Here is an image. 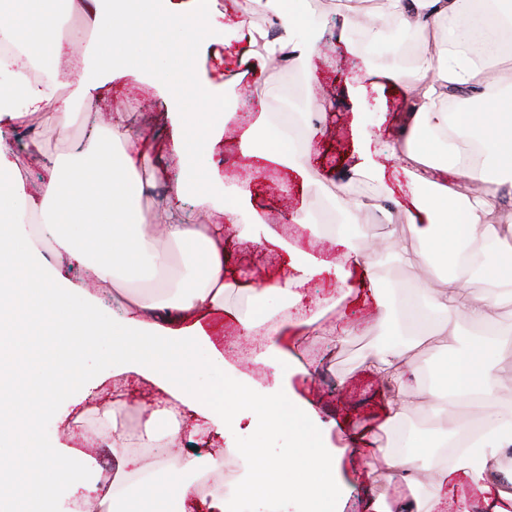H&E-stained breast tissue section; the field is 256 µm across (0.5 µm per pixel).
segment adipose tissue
I'll use <instances>...</instances> for the list:
<instances>
[{
    "instance_id": "obj_1",
    "label": "adipose tissue",
    "mask_w": 512,
    "mask_h": 512,
    "mask_svg": "<svg viewBox=\"0 0 512 512\" xmlns=\"http://www.w3.org/2000/svg\"><path fill=\"white\" fill-rule=\"evenodd\" d=\"M272 11L278 36L244 15L235 25L255 46L257 66L285 51L305 62L320 38L318 24L308 18V0H253ZM88 22L95 34L83 48V65L69 96L56 88L30 82L11 63L0 61V512H44L48 493L93 490L91 469L82 453L70 446L41 440L40 426L56 410L54 395L82 389L91 359L105 350L113 364L132 367L154 381L192 417L216 432L235 425L228 395L250 399L247 390L218 383L197 391L194 379L209 365H223L224 356L193 315L200 309L220 311L239 281L225 268V224H239L250 214L243 207L251 192L247 183L229 185L219 162L202 163L212 155L227 128L236 126V110L226 108L219 86L196 71L201 46L224 37L213 23L205 0H93ZM401 23L424 31L441 27L447 45L421 50L400 79L412 92L410 127L404 154L414 163L404 169L411 199L397 210L412 224L423 243V262L465 274L469 258L481 257L493 287L512 284V261L498 258L502 233L512 234V221L496 214L490 193L453 190L436 180L443 166L439 154L456 151V139L478 138L495 148L497 166L512 177V77H488L489 61L500 58L501 40L512 23V0H387ZM0 35L20 47L28 62L53 70L66 48L55 0H10L0 12ZM480 37L484 56L471 57L464 41ZM134 73L155 84L171 107L173 149L181 168L171 181L166 202L169 224L163 231L179 252L182 264L158 251L150 225L135 203L149 168L147 137L131 131L127 116L117 113L106 143L94 144L58 162L45 177L40 195L29 194L10 159L12 137L21 119L47 115L59 135H66L72 114L90 106L115 77ZM446 87L480 92L479 112H451L441 103ZM296 112L280 113L274 121L249 126L241 138L254 153L275 164L297 163L308 156L315 128L301 126ZM211 204L225 224H197L184 209L187 197ZM51 240L56 257L84 268L95 282L123 289L151 282L150 298L126 296L119 313L106 315L100 301L83 297L81 283L50 270L37 238ZM323 265L300 262L274 291L281 309L244 320L246 329L264 338L260 362L275 377L292 373L283 346L290 308L299 290ZM488 299L463 293L416 289L405 314L417 339L455 335L459 316L483 322ZM409 343L381 344L368 365L384 380L387 408L394 417L418 407L407 384ZM436 403L453 404L494 397L502 388L489 365L483 344L469 347L465 357H451L435 377ZM266 425L287 432L289 446L273 461H251L249 493L278 489L285 498L306 500L310 512H335L339 454L329 429L315 411L289 389L266 398ZM475 443L456 435L452 444H422L414 452L392 448L381 454L391 477L402 476L422 462L433 477L426 503L433 512L448 502L450 475L466 471L493 501L494 512H512V492L485 481L488 468L499 466L504 449L512 447V422L498 416L470 426ZM224 463L217 456L200 462L174 458L161 477L143 483L121 500L113 512H141L142 499H153L156 512H183L184 504L205 496L209 512H225L220 490L200 493L205 472Z\"/></svg>"
}]
</instances>
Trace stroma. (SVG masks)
I'll return each instance as SVG.
<instances>
[{
  "label": "stroma",
  "instance_id": "obj_1",
  "mask_svg": "<svg viewBox=\"0 0 512 512\" xmlns=\"http://www.w3.org/2000/svg\"><path fill=\"white\" fill-rule=\"evenodd\" d=\"M312 13L323 31L317 52L310 64L288 59L266 68L252 62L231 66L219 64L220 45L208 46L201 54V71L224 85L225 102L242 95L263 99L269 115L292 110L308 111L321 134L313 142L305 161V172L292 168H270L259 157L242 153L236 134L225 133L214 157L221 160L227 180L252 182L251 206L262 216L259 224H228L224 227L227 265L236 275L263 276L274 284L290 274V259L277 244L286 238L298 248L325 261H340L343 249L331 240L321 239L317 220L322 212H332L337 221L367 242H382V253L371 256L369 267H351L346 283L334 276H315L306 286L302 301L304 326L289 325L284 343L289 354L302 366V373L290 379L297 395L309 403L322 420L330 422V439L342 450L341 470L336 477V512H372L374 502L387 503L392 512L399 507H424L421 485L430 474L419 468L414 472L419 484L410 488L390 479L385 464L373 451L408 435L412 443H434L461 423L480 422L490 414L512 413V349L488 347L487 357L505 386L499 399L476 401L448 412L423 407L399 419H392L381 394V383L367 365L376 345L398 339L404 327L398 318L403 298L413 289L430 285L435 289H463L469 297H483L488 284L469 280L458 284L451 274H439L428 266L399 261L396 253L420 251L414 232L405 221L388 212L390 202L384 185L360 179L353 167L355 145L360 131L371 133L380 154L379 162L388 173L402 166L396 152L409 122L410 105L401 89L390 82L393 73L406 71L415 52L422 47L443 48L446 35L435 29L417 36L409 44L393 43L388 30L374 34L355 31L341 33L343 8L338 0H310ZM363 85L365 94L353 98L351 89ZM129 118L132 130L146 131L154 182L138 204L146 223L158 221L165 206L169 179L178 173L180 160L171 147L173 130L166 116L164 96L133 74L106 84L89 114H76L71 135L61 139L44 115L26 118L13 135L11 159L27 191L37 190L46 174L63 155L87 147L93 140L106 139V127L113 113ZM350 192L361 200L360 209L346 213L339 195ZM289 217L300 223L291 231L282 226ZM275 297L253 304L249 292L228 295L221 313L200 312L199 318L216 347H223L228 330L240 328V320L252 310L268 313L279 309ZM343 318L352 328L351 336L323 335L324 326ZM512 331V290L502 289L499 304L486 324L460 319L458 336H440L425 340L410 354L414 368L411 382L423 387L428 372L448 354L462 353L480 339ZM123 394L131 404L148 403L156 408L169 406V397L150 380L113 366L107 357L94 362L93 373L85 387L58 400L57 411L43 421L41 431L51 440L85 447L84 438L93 434L99 441L89 450L92 465L99 474L112 466V450L107 440L110 423L105 411L114 394ZM83 421L84 436L72 440L74 421ZM183 429L174 439L181 456L204 458L231 450L257 456H274L288 445L286 433L266 430L259 423L242 421L239 429L219 434L208 431L192 435L187 431L190 416L181 419ZM86 448V447H85Z\"/></svg>",
  "mask_w": 512,
  "mask_h": 512
}]
</instances>
